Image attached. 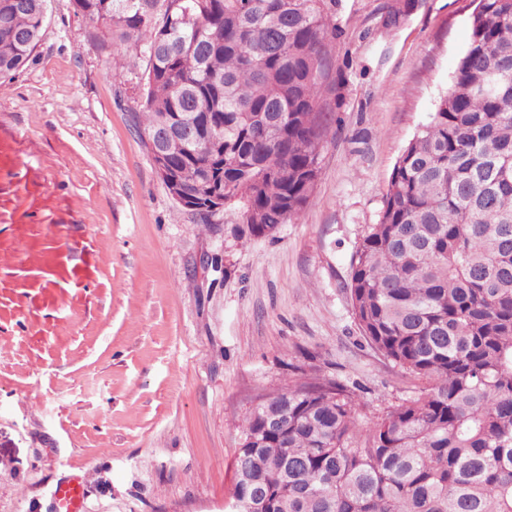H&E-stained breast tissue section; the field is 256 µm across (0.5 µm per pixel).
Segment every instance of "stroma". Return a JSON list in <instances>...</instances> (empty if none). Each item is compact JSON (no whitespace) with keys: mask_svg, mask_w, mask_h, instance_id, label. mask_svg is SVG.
Listing matches in <instances>:
<instances>
[{"mask_svg":"<svg viewBox=\"0 0 512 512\" xmlns=\"http://www.w3.org/2000/svg\"><path fill=\"white\" fill-rule=\"evenodd\" d=\"M332 120L298 218L199 224L73 0L0 87V512H224L247 415L289 379L354 391L359 421L415 382L361 335L347 284L393 166L449 87L473 0H330ZM85 486L86 481L80 476L57 482L53 491L56 512H85Z\"/></svg>","mask_w":512,"mask_h":512,"instance_id":"obj_1","label":"stroma"}]
</instances>
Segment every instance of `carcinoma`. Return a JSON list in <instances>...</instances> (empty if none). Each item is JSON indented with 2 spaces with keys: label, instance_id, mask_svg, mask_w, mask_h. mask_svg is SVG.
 <instances>
[{
  "label": "carcinoma",
  "instance_id": "obj_1",
  "mask_svg": "<svg viewBox=\"0 0 512 512\" xmlns=\"http://www.w3.org/2000/svg\"><path fill=\"white\" fill-rule=\"evenodd\" d=\"M114 75L147 60L135 113L200 223L224 195L254 237L295 220L328 130L326 0H74ZM47 0H0V85L42 40ZM366 341L420 382L371 418L335 381L261 397L236 458L260 512H512V0H476L430 121L393 166L352 261ZM281 414V425L266 419Z\"/></svg>",
  "mask_w": 512,
  "mask_h": 512
}]
</instances>
